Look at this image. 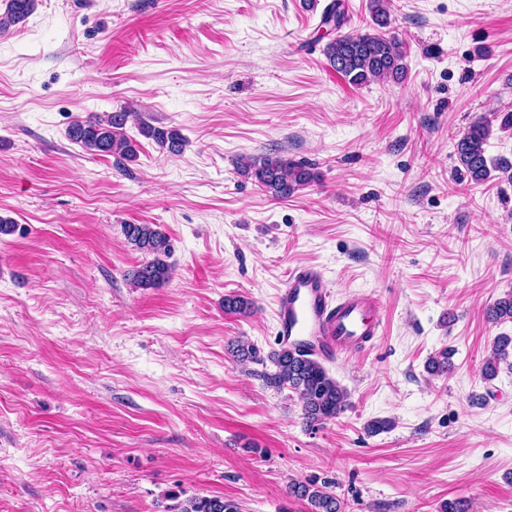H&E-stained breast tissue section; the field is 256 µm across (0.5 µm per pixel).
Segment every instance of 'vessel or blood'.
Returning <instances> with one entry per match:
<instances>
[{
    "mask_svg": "<svg viewBox=\"0 0 512 512\" xmlns=\"http://www.w3.org/2000/svg\"><path fill=\"white\" fill-rule=\"evenodd\" d=\"M377 306L371 294L333 299L330 284L317 266H297L289 270L276 300L279 344L334 359L377 335L379 324L371 316Z\"/></svg>",
    "mask_w": 512,
    "mask_h": 512,
    "instance_id": "vessel-or-blood-1",
    "label": "vessel or blood"
}]
</instances>
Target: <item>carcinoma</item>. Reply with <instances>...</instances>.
<instances>
[{
    "mask_svg": "<svg viewBox=\"0 0 512 512\" xmlns=\"http://www.w3.org/2000/svg\"><path fill=\"white\" fill-rule=\"evenodd\" d=\"M35 0H8L0 14V34L24 22L33 12ZM389 0H370L373 24L370 32H342L347 23L341 0H331L322 12L321 25L330 23L336 27V37L324 47L329 66L355 86L369 83H401L407 75V49L404 43L386 33L390 26ZM131 112L121 109L91 114L75 120L68 129L69 138L86 152L96 156H113L119 164L133 162L139 152V141L125 131ZM499 122L502 130L512 129V112L503 115L493 112L480 114L470 123L466 133L455 144V154L460 172L468 181L482 183L496 169L512 181V164H492L486 155V145L493 131V123ZM141 137L153 141L172 156L183 154L188 145L187 137L175 126H155L151 122H138ZM238 169L251 177L255 184L275 200L286 199L299 188L319 180L318 173L303 162L280 155L242 156ZM123 234L135 249L152 259L131 271V284L136 288L154 289L164 286L171 278L172 268L167 262L172 252L170 239L158 224H126ZM252 302L243 296L224 297V311L244 314ZM487 319L493 323L512 322V294L498 299L486 310ZM452 351L443 349L432 357L427 365L428 373L441 376L453 369ZM232 356L241 362H260L259 351L251 344H238L232 348ZM512 359V338H495L490 356L485 360L481 376L493 380L499 365ZM276 367L264 377L269 386L278 390L287 388L295 393L301 404L304 423L311 427L340 415L347 407L348 392L324 365L301 350L279 349L272 353ZM289 493L308 501L311 512H343L342 503L329 490V483L293 482ZM177 512H238L232 502L220 497H192L177 507Z\"/></svg>",
    "mask_w": 512,
    "mask_h": 512,
    "instance_id": "1",
    "label": "carcinoma"
}]
</instances>
